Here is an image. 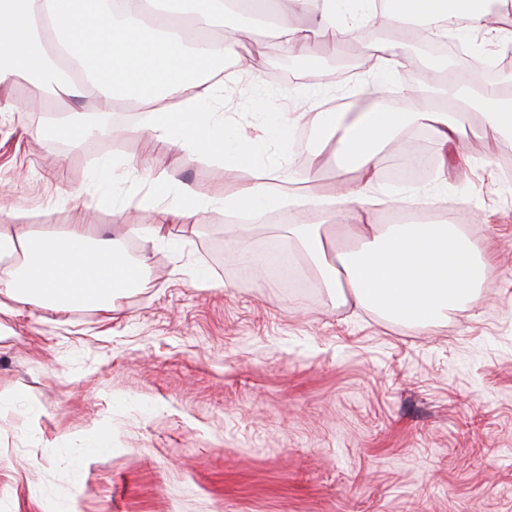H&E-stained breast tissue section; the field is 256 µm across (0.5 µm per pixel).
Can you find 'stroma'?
Instances as JSON below:
<instances>
[{"instance_id": "35a3bbf8", "label": "stroma", "mask_w": 512, "mask_h": 512, "mask_svg": "<svg viewBox=\"0 0 512 512\" xmlns=\"http://www.w3.org/2000/svg\"><path fill=\"white\" fill-rule=\"evenodd\" d=\"M248 28L261 83L232 94L225 125L262 134L298 88H333L332 110H356L355 39L283 57L272 25ZM386 41L401 42L406 76L465 62L456 47L426 56L400 31L372 29L371 46ZM73 112L96 114V99L0 111V225L93 224L135 264L137 230L157 214L127 203L129 179L112 184V208L69 196L103 160L164 164L203 194L250 177L135 134L134 106L109 115L123 136L47 135V115ZM458 152L470 165L383 179L424 202L374 214L449 224L455 194L470 196L461 230L492 276L483 303L434 326L336 305L276 211L250 225V243L286 244L307 293L236 259L235 220L217 209L165 225L144 286L111 306L1 307L0 512H512V131L486 137L474 107ZM100 441L108 451L93 453Z\"/></svg>"}]
</instances>
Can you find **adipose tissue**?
I'll return each instance as SVG.
<instances>
[{"mask_svg":"<svg viewBox=\"0 0 512 512\" xmlns=\"http://www.w3.org/2000/svg\"><path fill=\"white\" fill-rule=\"evenodd\" d=\"M150 0H0V85L22 78L37 81L51 98L89 91L101 111L120 100L143 106L137 133L163 142L174 154L192 153L227 167H256L253 180L206 195L178 183L172 174L152 173L150 188L135 194L137 206L154 209L155 225L141 228L145 242L160 237L164 224H194L217 207L262 218L273 210L294 209L311 223L292 224L290 236L314 264L320 281L340 304L369 307L392 318L428 326L447 316L459 303H477L478 285L491 275L488 263L477 261L476 246L458 230L466 223L469 201L456 200L451 224H373L362 235L357 252L329 256L315 221L339 211L344 230L370 221L376 206L401 210L411 197L398 190L377 197L381 163L399 133L415 125L428 128L441 145L456 141L467 117L463 91L476 88L485 105L484 128L496 136L512 129V99L502 85L479 83L474 72L442 73L432 68L430 93L414 112H388L376 102L395 82L402 54L400 44L380 45L370 67L358 77L360 110L355 115L319 110L316 98L301 97L299 108L318 129L317 137L295 144L290 115L278 114L268 130L283 151L302 148L311 155L330 150L336 169L354 174L337 194L316 190L315 168L300 173L308 193L290 196L268 181L273 169L256 166L264 147L246 141L224 126L223 60L235 63V83L258 85L242 52L239 32L225 35L221 45L204 36L223 26L236 0H205L195 17L193 33L168 20L146 26L142 20ZM257 16L273 13L281 49L310 54L316 38L343 39L360 24L404 25L413 21L447 36L449 18H457L460 40L482 38L502 49L512 48V0H495L488 13L482 0H290L289 9H273L271 0H251ZM317 14L315 26L296 25L295 15ZM456 89L447 97V89ZM137 272L108 242H95L91 225L73 224L62 231H32L16 224L0 229V296L17 305L42 304L66 312L78 306H106L126 288L135 287Z\"/></svg>","mask_w":512,"mask_h":512,"instance_id":"adipose-tissue-1","label":"adipose tissue"}]
</instances>
